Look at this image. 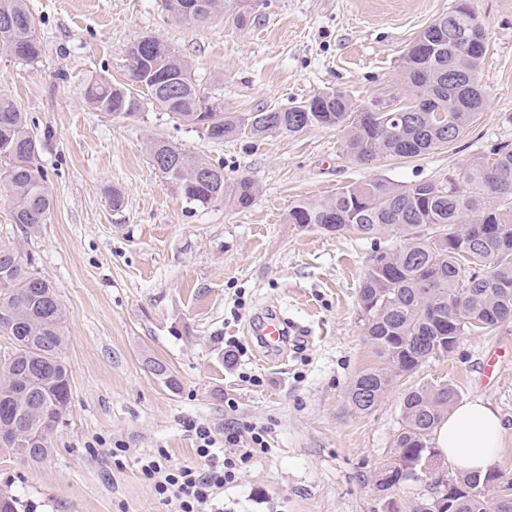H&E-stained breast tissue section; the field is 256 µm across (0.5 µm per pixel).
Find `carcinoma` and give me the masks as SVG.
<instances>
[{"label": "carcinoma", "instance_id": "obj_1", "mask_svg": "<svg viewBox=\"0 0 512 512\" xmlns=\"http://www.w3.org/2000/svg\"><path fill=\"white\" fill-rule=\"evenodd\" d=\"M487 35L472 0H457L446 15L423 28L400 63L405 86L404 119L387 120L356 106L343 91L315 95L287 109H261L241 121L227 116L194 82L190 64L159 37L128 49L130 82L106 77L86 86L89 107L118 118L141 111L138 89L180 119L193 114L214 142L232 135L261 138L293 135L313 126H343L346 151L365 161L411 158L459 139L484 106L480 71ZM0 49L24 62L42 55L36 19L27 0H0ZM429 98V110L419 111ZM40 139L26 113L0 99V185L14 223L35 231L46 223L53 196L36 166ZM148 157L174 183L187 203L207 207L228 202L248 207L258 192L251 180H224V166L189 156L166 140H153ZM467 186V193L451 188ZM287 223L340 235L375 237L386 230L403 244L377 254L359 289V306L368 345L384 364L359 374L347 399L368 412L389 387L392 376L415 372L427 360L455 349L470 332L489 333L512 321V145L495 147L492 157L465 161L438 182L399 186L375 179L341 188L326 200L299 199ZM65 313L53 284L32 270L12 247L0 246V335L11 348L0 360V450L23 462H40L51 453L50 434L70 403L65 352ZM152 373L170 389L179 387L172 372L153 362ZM458 400L447 384L410 390L403 398L401 424L391 450L390 470L376 488L390 496L402 484L430 480L429 503L448 502L445 512H512V495L493 499L488 487L499 473L434 476L427 460L435 457L430 437Z\"/></svg>", "mask_w": 512, "mask_h": 512}]
</instances>
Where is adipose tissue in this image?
<instances>
[{
	"instance_id": "adipose-tissue-1",
	"label": "adipose tissue",
	"mask_w": 512,
	"mask_h": 512,
	"mask_svg": "<svg viewBox=\"0 0 512 512\" xmlns=\"http://www.w3.org/2000/svg\"><path fill=\"white\" fill-rule=\"evenodd\" d=\"M502 433V419L489 402L464 401L436 427V450L459 471H483L496 456Z\"/></svg>"
}]
</instances>
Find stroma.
I'll use <instances>...</instances> for the list:
<instances>
[{
	"mask_svg": "<svg viewBox=\"0 0 512 512\" xmlns=\"http://www.w3.org/2000/svg\"><path fill=\"white\" fill-rule=\"evenodd\" d=\"M29 3L44 52L27 63L0 50V96L44 135L38 165L54 207L28 232L0 196V244L31 258L57 290L71 398L47 459L27 465L0 451V492L16 495L21 512H166L136 460L164 448L174 465L196 462L194 421L219 438L230 425L265 430L269 451L240 466L219 496L224 512H414L430 497L427 483L388 499L376 476L390 460L404 393L446 382L461 400L498 410L504 433L492 465L512 484V358L493 383L482 378L486 355L512 347V323L462 336L358 412L347 388L380 365L358 291L375 250L399 247L400 237L336 236L286 221L295 200L377 178L442 180L512 141V0L473 2L490 47L486 103L470 129L427 155L367 162L347 157L338 127L216 143L146 93L133 117L94 111L85 86L99 75L124 80L128 46L151 35L191 61L196 83L231 115L288 108L330 89L367 106L400 92L403 50L456 0H224L223 13L203 22L173 18L165 0ZM154 139L222 162L229 181L251 179L254 202L186 203L152 167ZM270 308L310 332L280 363L268 362L251 332ZM154 361L178 389L151 373ZM117 443L125 449L118 461L107 452Z\"/></svg>",
	"mask_w": 512,
	"mask_h": 512,
	"instance_id": "obj_1",
	"label": "stroma"
}]
</instances>
